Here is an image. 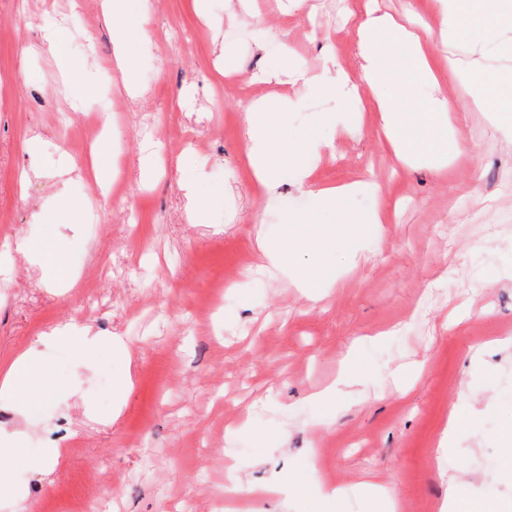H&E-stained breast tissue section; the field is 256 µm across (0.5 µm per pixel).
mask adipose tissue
<instances>
[{
	"mask_svg": "<svg viewBox=\"0 0 512 512\" xmlns=\"http://www.w3.org/2000/svg\"><path fill=\"white\" fill-rule=\"evenodd\" d=\"M417 0H407L403 16L393 18L376 14L371 5H364L356 27L357 42L363 60L359 81H352L342 72H330L322 77L321 87L336 102L334 112L326 122L336 128L348 120L349 106L358 100V84L377 86L393 82L392 94L375 97L372 107L377 112L393 156L403 164L417 165L420 160L433 162L436 172L447 170L449 163L463 152L456 129V106L439 92L442 73L433 63L427 44L433 32L430 24L418 14ZM105 20L111 21L113 55L123 75L127 89L137 92L135 64L129 53L130 45L146 34L140 15L130 8L129 0H105ZM481 27L474 20V0H443L441 28L437 30L448 40L468 36L473 45L469 66H479L487 50L480 36ZM290 72L299 91L291 97L263 99L243 109V125L250 141H259L263 150L249 151L248 167L257 189L270 193L277 185L278 167L283 159L295 162V181L308 190L314 200L312 214L288 218V232L281 239L257 240V259L261 266L280 271L302 290L335 287L339 274L334 263L325 256L335 251L339 241L338 227L320 223L321 215L335 212L341 199L358 194L381 195L379 184L353 180L336 186H318L313 181L316 158L331 148V139L313 140L297 147L278 139L274 123L285 111L298 108L302 102L301 88L314 80L304 63L292 61ZM512 81L500 76L473 93L470 107L486 113L497 125L512 124V109L504 100ZM313 254L311 262L299 265L291 257L298 250ZM47 339L69 345L78 358L102 348L121 353L122 343L91 334L89 328L73 323H59L49 329ZM56 383L41 362L36 349H28L13 360L0 365V401L14 405L18 416H25L29 407L55 393ZM25 452L14 433L0 434V495L20 498L24 492L14 482L16 466L24 462ZM57 449H46L43 457L28 462L32 470L52 474Z\"/></svg>",
	"mask_w": 512,
	"mask_h": 512,
	"instance_id": "1",
	"label": "adipose tissue"
}]
</instances>
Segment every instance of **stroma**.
<instances>
[{"label":"stroma","mask_w":512,"mask_h":512,"mask_svg":"<svg viewBox=\"0 0 512 512\" xmlns=\"http://www.w3.org/2000/svg\"><path fill=\"white\" fill-rule=\"evenodd\" d=\"M224 2L208 0L204 22L192 0H135L149 37L130 47L132 95L113 69L102 0H0V361L36 348L59 385L23 421L1 404L0 429L23 426L30 457L61 450L52 481L16 470L27 499L0 500V512H216L229 471L244 485L238 512H372L370 483L396 491V512H440L452 477L487 512H512V481L494 476L512 421V128L468 106L479 80L512 59L489 55L478 72L461 65L466 39L430 43L465 148L444 173L400 164L373 110L337 131L316 182H378L383 198L344 206L352 218L384 198L401 207L381 239H359L356 265L315 299L258 266L256 233L285 235L289 215L310 213L313 199L288 161L273 196L256 191L242 113L252 99L291 93L285 45L310 73L330 61L358 80L362 0H309L308 15L288 12L289 0H257L256 14L233 22ZM41 17L89 33L67 52L92 87L82 110L39 50ZM102 66L111 82H99ZM332 106L310 87L282 115L280 138L301 146L321 135ZM97 125L112 134L107 161L123 187L114 197L92 179L59 176L89 162L76 144ZM149 144L158 156L146 185ZM24 170L33 177L22 186ZM189 176L221 190L201 224L186 217ZM68 200L84 206L79 223H39L41 210ZM21 240L60 256L67 281L16 252ZM208 302L211 325L192 326ZM58 322L93 327L127 353L78 359L44 339ZM122 376L132 387L120 402L112 388ZM338 380L335 402H311ZM465 394L478 413L439 452ZM320 482L345 498L322 502Z\"/></svg>","instance_id":"35a3bbf8"}]
</instances>
